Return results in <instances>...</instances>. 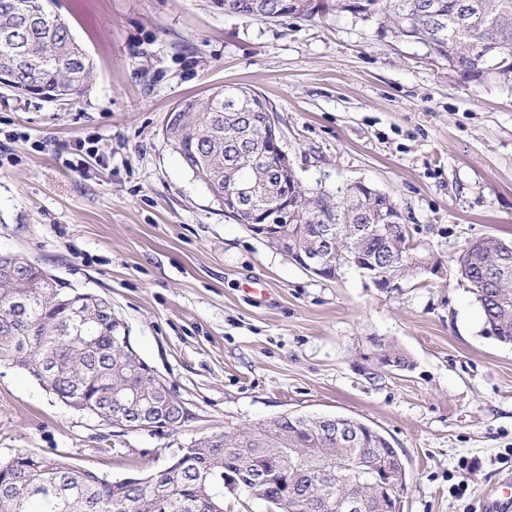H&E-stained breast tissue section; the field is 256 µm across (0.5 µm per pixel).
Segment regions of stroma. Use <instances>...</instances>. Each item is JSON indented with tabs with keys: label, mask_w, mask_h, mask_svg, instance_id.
Returning a JSON list of instances; mask_svg holds the SVG:
<instances>
[{
	"label": "stroma",
	"mask_w": 512,
	"mask_h": 512,
	"mask_svg": "<svg viewBox=\"0 0 512 512\" xmlns=\"http://www.w3.org/2000/svg\"><path fill=\"white\" fill-rule=\"evenodd\" d=\"M53 10L93 71L62 101L0 85V255L110 297L193 418L172 436L102 426L0 363V461L57 452L122 479L162 469L194 438L342 415L397 448L403 512H481L512 476V345L487 333L453 258L474 239L512 241V76L463 81L351 12L270 21L213 0ZM225 85L266 98L305 185L388 194L444 276L385 289L352 270L321 279L225 217L164 137L174 106ZM374 337L409 369L368 379Z\"/></svg>",
	"instance_id": "stroma-1"
}]
</instances>
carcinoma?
I'll use <instances>...</instances> for the list:
<instances>
[{
	"instance_id": "obj_1",
	"label": "carcinoma",
	"mask_w": 512,
	"mask_h": 512,
	"mask_svg": "<svg viewBox=\"0 0 512 512\" xmlns=\"http://www.w3.org/2000/svg\"><path fill=\"white\" fill-rule=\"evenodd\" d=\"M228 15L255 19L311 18L330 8L374 17L379 28L420 45L435 63L448 66L467 82L481 83L512 75V0H215ZM29 29L18 49L5 35ZM33 70L34 81L51 92L80 93L92 63L68 26L53 15L47 0H0V72ZM266 101L243 87L226 86L204 99H187L169 114L166 140L184 165L203 182L224 216L237 224H255L257 214L274 212L288 202L296 217L282 228L288 250L319 246L326 230L335 235L336 257L357 252L377 264V271L403 276L408 255L417 253L404 224L382 234L365 233L367 224L395 214L387 194L361 185L348 193L310 188L293 174L274 181L282 169L271 148ZM252 183L255 212L233 209L234 188ZM512 243L483 238L455 258L460 281L478 301L487 329L512 343V269L496 274L500 256ZM13 267L0 272V362L36 379L64 404L96 420L112 422L131 408H168L167 431H181L188 420L143 360L114 341L119 317L112 300L45 278V270L17 256H0ZM387 356L368 373L376 379L388 357L408 361L391 345ZM348 444L321 434L307 416L284 414L236 433L195 438L163 470L113 480L75 466L59 455L20 451L0 462V512H224L230 476L236 489L270 504L274 512H315V504L351 492L368 494L373 478L351 469L332 482L314 473L289 469L291 448L314 462L325 456L359 458L374 452V464L387 467L397 453L389 440L362 421Z\"/></svg>"
}]
</instances>
